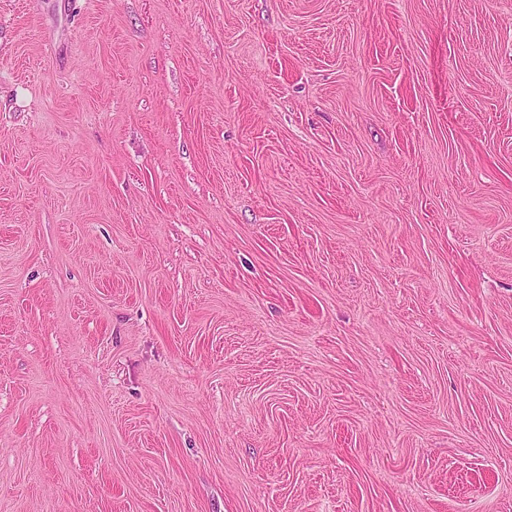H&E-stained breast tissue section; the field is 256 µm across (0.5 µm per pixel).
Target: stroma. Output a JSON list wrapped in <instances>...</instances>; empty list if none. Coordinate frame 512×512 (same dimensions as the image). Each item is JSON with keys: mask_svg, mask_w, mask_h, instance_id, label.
<instances>
[{"mask_svg": "<svg viewBox=\"0 0 512 512\" xmlns=\"http://www.w3.org/2000/svg\"><path fill=\"white\" fill-rule=\"evenodd\" d=\"M0 512H512V0H0Z\"/></svg>", "mask_w": 512, "mask_h": 512, "instance_id": "obj_1", "label": "stroma"}]
</instances>
